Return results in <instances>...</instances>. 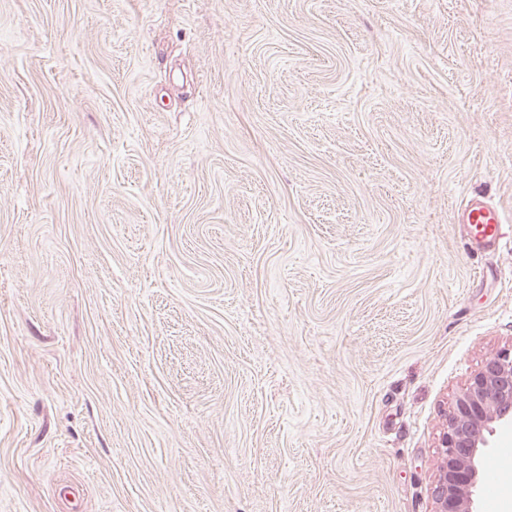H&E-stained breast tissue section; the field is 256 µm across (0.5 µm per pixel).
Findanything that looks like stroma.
<instances>
[{
	"label": "stroma",
	"mask_w": 512,
	"mask_h": 512,
	"mask_svg": "<svg viewBox=\"0 0 512 512\" xmlns=\"http://www.w3.org/2000/svg\"><path fill=\"white\" fill-rule=\"evenodd\" d=\"M511 346L512 0H0V512H432ZM460 224L465 228L467 243L476 252L492 254L501 240L502 224L498 211L484 198L472 196L460 213Z\"/></svg>",
	"instance_id": "1"
}]
</instances>
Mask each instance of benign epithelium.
I'll use <instances>...</instances> for the list:
<instances>
[{"mask_svg":"<svg viewBox=\"0 0 512 512\" xmlns=\"http://www.w3.org/2000/svg\"><path fill=\"white\" fill-rule=\"evenodd\" d=\"M512 420V348L487 359L456 396L431 487L433 512H475L480 463L496 427Z\"/></svg>","mask_w":512,"mask_h":512,"instance_id":"benign-epithelium-1","label":"benign epithelium"}]
</instances>
